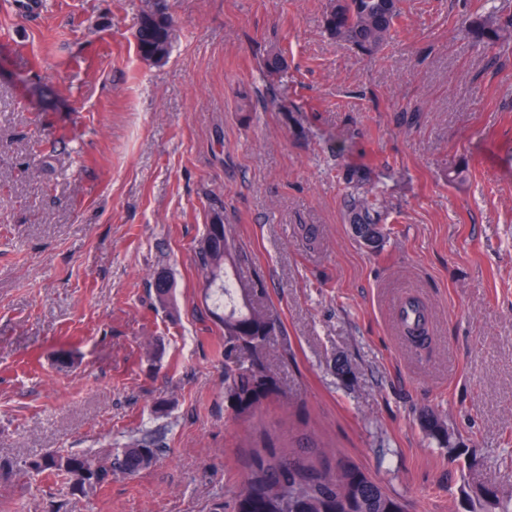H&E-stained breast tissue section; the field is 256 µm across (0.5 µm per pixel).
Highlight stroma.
<instances>
[{"label": "stroma", "instance_id": "stroma-1", "mask_svg": "<svg viewBox=\"0 0 512 512\" xmlns=\"http://www.w3.org/2000/svg\"><path fill=\"white\" fill-rule=\"evenodd\" d=\"M44 2L0 8V459L160 453L88 498L2 469L0 512H237L256 427L310 433L412 512H467L480 477L512 492V42L465 30L512 0H404L372 56L325 34L324 0H168L158 65L146 0ZM350 170L384 201L378 248ZM217 211L285 332L279 393L245 416L197 266ZM409 295L419 354L391 316ZM137 41L144 60L161 64L168 58L172 48V21L166 0H148L138 18Z\"/></svg>", "mask_w": 512, "mask_h": 512}]
</instances>
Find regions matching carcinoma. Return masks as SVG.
I'll return each mask as SVG.
<instances>
[{"label": "carcinoma", "instance_id": "cac0c4a2", "mask_svg": "<svg viewBox=\"0 0 512 512\" xmlns=\"http://www.w3.org/2000/svg\"><path fill=\"white\" fill-rule=\"evenodd\" d=\"M401 16V0H326L324 27L332 39L362 55H372L392 37ZM471 34L479 42L494 45L512 39V27L487 16L472 22ZM137 41L144 60L161 64L168 58L172 21L167 0H148L138 18ZM262 69L269 75L284 71L281 52L268 53ZM380 215L379 200L372 193L353 195L348 201L350 222L379 238ZM245 258L222 214L214 213L200 241L197 261L205 298L224 331V395L240 413L250 414L277 393L267 352L284 332L276 311L254 305L263 280L258 274L249 280L240 278ZM153 286L158 303L166 306L172 288L169 277L161 275ZM247 454L246 512H410L405 499L387 491L353 460L338 455L331 461L314 444L281 446L262 431L247 446ZM156 456L157 449L141 440L114 452L51 451L18 463V470L33 477L61 476L70 490L88 495L112 473L134 475L150 466ZM475 496L477 512H512V494H501L487 480L475 487Z\"/></svg>", "mask_w": 512, "mask_h": 512}]
</instances>
